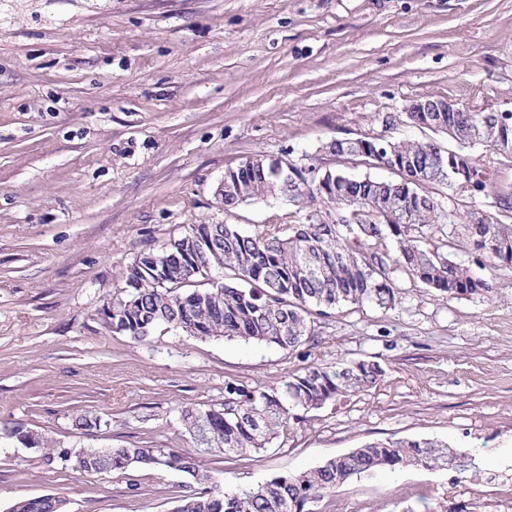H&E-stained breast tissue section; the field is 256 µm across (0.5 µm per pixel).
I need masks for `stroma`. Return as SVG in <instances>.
<instances>
[{"label": "stroma", "instance_id": "1", "mask_svg": "<svg viewBox=\"0 0 512 512\" xmlns=\"http://www.w3.org/2000/svg\"><path fill=\"white\" fill-rule=\"evenodd\" d=\"M512 112V0H0V512L66 497L69 512H173L178 475L78 474L46 452L191 448L181 409L225 381L280 383L313 365L380 361L370 391L306 413L260 453L205 455L226 488L297 473L368 440L439 439L480 476L408 468L355 477L335 512H506L512 502V268L484 297H407L317 319L289 353L105 327L122 275L192 224L251 234L285 202L225 209L227 169L256 155L334 166L324 143L380 130L418 99ZM107 427L86 436L72 415ZM21 422L50 449L5 437ZM139 486L130 494L128 482Z\"/></svg>", "mask_w": 512, "mask_h": 512}]
</instances>
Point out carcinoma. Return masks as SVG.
<instances>
[{"instance_id": "cac0c4a2", "label": "carcinoma", "mask_w": 512, "mask_h": 512, "mask_svg": "<svg viewBox=\"0 0 512 512\" xmlns=\"http://www.w3.org/2000/svg\"><path fill=\"white\" fill-rule=\"evenodd\" d=\"M407 122L444 135L455 148L432 139H395ZM380 118L381 131L334 139L323 150L338 159L388 166L401 181L352 176L336 167L297 165L259 155L224 173V206L281 198L298 207L302 221L262 225L253 234L233 224H191L154 259L138 257L124 273L125 296L102 310L106 326L144 341L161 328L200 339L243 340L296 351L314 337V323L344 307L393 310L417 289L446 298L484 296L496 272L512 268V190L498 188L491 167L473 149L512 157V112H405ZM447 190L443 196L436 192ZM508 214L511 222L498 218ZM465 244L471 267L455 260ZM201 266L187 277L179 268ZM224 278L215 281L211 271ZM386 369L377 360L304 367L278 385L224 383V404L185 407L179 421L194 451L134 446L67 450L55 459L93 475L146 465L182 477L173 512H314L353 477L410 466L464 474L477 468L468 453L442 440L373 441L299 473L269 477L226 491L201 468L198 456L258 453L288 435L294 410H318L330 401L377 386ZM89 435L102 419L72 417ZM55 495L25 497L8 512H67Z\"/></svg>"}]
</instances>
